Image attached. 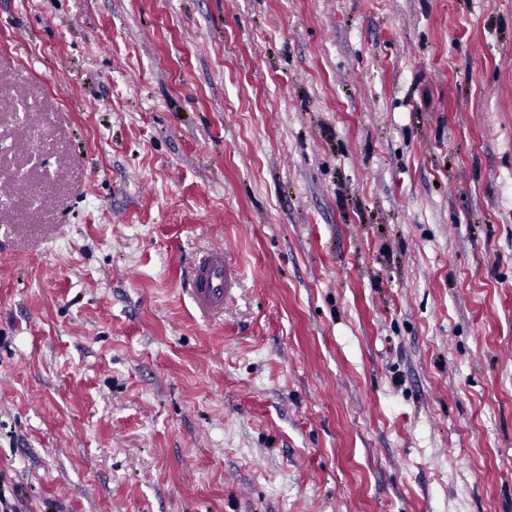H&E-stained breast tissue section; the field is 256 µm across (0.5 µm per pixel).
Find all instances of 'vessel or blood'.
Returning a JSON list of instances; mask_svg holds the SVG:
<instances>
[{"label": "vessel or blood", "mask_w": 512, "mask_h": 512, "mask_svg": "<svg viewBox=\"0 0 512 512\" xmlns=\"http://www.w3.org/2000/svg\"><path fill=\"white\" fill-rule=\"evenodd\" d=\"M239 285L238 273L229 254L214 249L192 263L186 276V293L193 305L208 318H223L224 307Z\"/></svg>", "instance_id": "1"}]
</instances>
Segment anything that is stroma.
Masks as SVG:
<instances>
[{
    "mask_svg": "<svg viewBox=\"0 0 512 512\" xmlns=\"http://www.w3.org/2000/svg\"><path fill=\"white\" fill-rule=\"evenodd\" d=\"M1 88L28 512H512V0H0ZM213 249L193 262L186 276V293L193 305L210 319L224 318V306L239 286L238 273L229 254Z\"/></svg>",
    "mask_w": 512,
    "mask_h": 512,
    "instance_id": "1",
    "label": "stroma"
}]
</instances>
